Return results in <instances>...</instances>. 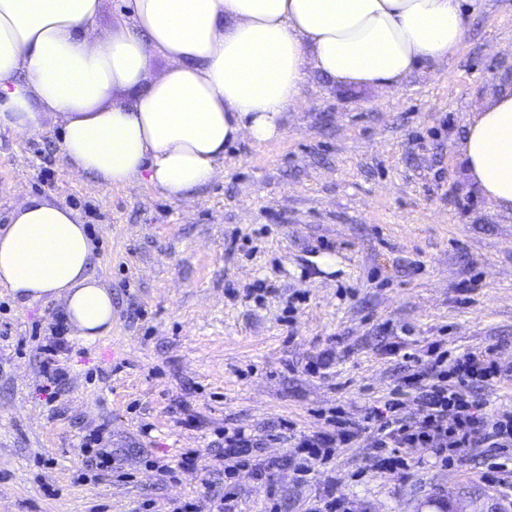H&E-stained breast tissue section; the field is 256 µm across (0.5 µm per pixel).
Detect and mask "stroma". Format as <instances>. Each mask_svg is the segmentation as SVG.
I'll return each instance as SVG.
<instances>
[{"instance_id":"35a3bbf8","label":"stroma","mask_w":512,"mask_h":512,"mask_svg":"<svg viewBox=\"0 0 512 512\" xmlns=\"http://www.w3.org/2000/svg\"><path fill=\"white\" fill-rule=\"evenodd\" d=\"M464 19L448 61L399 85L310 74L282 139L229 145L223 177L181 201L73 175L54 120L0 131V227L29 196L73 207L113 308L108 335L70 337L71 381L50 404L25 340L49 335L63 304L24 305L0 288V331L11 332L0 341V512H168L189 498L213 512L206 480L236 493L238 512H307L331 482L349 512H512L480 454L448 467L419 450L403 479L368 471L366 435L302 485L283 441L263 448L278 463L266 475L229 480L211 467L225 429L311 431L336 406L361 416L408 373L384 351L403 329L415 350L491 346L512 364V212L467 184L458 152L475 107L512 89V0H466ZM259 279L272 291L245 299ZM466 281L475 291L461 292ZM331 345L350 350L332 374L304 372ZM104 419L114 476L78 456L85 428ZM189 449L199 470L164 476Z\"/></svg>"}]
</instances>
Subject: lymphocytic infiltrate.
<instances>
[{
  "instance_id": "f902f5d3",
  "label": "lymphocytic infiltrate",
  "mask_w": 512,
  "mask_h": 512,
  "mask_svg": "<svg viewBox=\"0 0 512 512\" xmlns=\"http://www.w3.org/2000/svg\"><path fill=\"white\" fill-rule=\"evenodd\" d=\"M51 334L36 350L46 380L41 392L47 402H55L64 392L70 373L61 360L67 346V328L62 316H55ZM388 351L401 355L412 371L403 384L393 388L379 404L366 407L355 419L344 409L325 417L322 427L294 431L285 423L291 446L287 463L297 483H305L315 466L329 463L336 449L354 445L362 434L372 433L370 468L379 474L407 475L411 455L425 449L441 464L483 448L493 457L484 474L487 482L501 492L512 493V410L485 413L479 394L501 382L512 367L501 364L493 348L481 352L462 351L451 355L440 344L412 352L407 341L390 343ZM263 441L245 430L224 435V446L215 459L225 474L253 468L263 476L267 465L258 452Z\"/></svg>"
}]
</instances>
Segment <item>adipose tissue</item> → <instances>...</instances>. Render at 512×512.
Returning a JSON list of instances; mask_svg holds the SVG:
<instances>
[{
  "mask_svg": "<svg viewBox=\"0 0 512 512\" xmlns=\"http://www.w3.org/2000/svg\"><path fill=\"white\" fill-rule=\"evenodd\" d=\"M100 7L0 0V130L54 117L73 171L175 200L223 173L226 146L281 138L309 72L394 86L466 35L462 0H125L129 22L104 35ZM459 152L479 193L512 209V90L473 112ZM93 248L72 208L28 197L0 228V288L62 301L73 335H106L112 293L89 272Z\"/></svg>",
  "mask_w": 512,
  "mask_h": 512,
  "instance_id": "adipose-tissue-1",
  "label": "adipose tissue"
}]
</instances>
